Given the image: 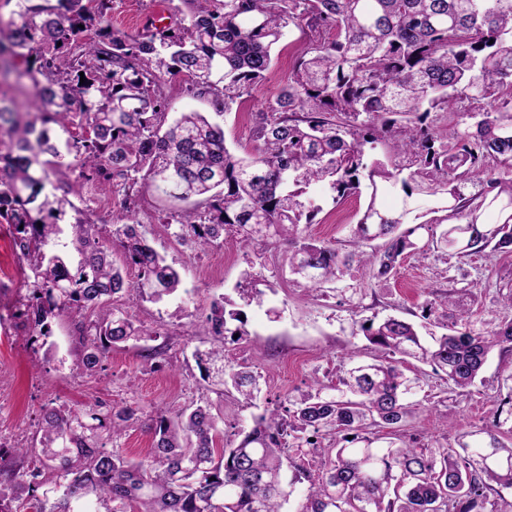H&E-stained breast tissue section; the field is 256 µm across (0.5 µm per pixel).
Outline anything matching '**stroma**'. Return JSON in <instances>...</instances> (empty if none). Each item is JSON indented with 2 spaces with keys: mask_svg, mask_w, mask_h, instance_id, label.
<instances>
[{
  "mask_svg": "<svg viewBox=\"0 0 512 512\" xmlns=\"http://www.w3.org/2000/svg\"><path fill=\"white\" fill-rule=\"evenodd\" d=\"M179 5L180 0H112L109 22L113 29L135 33L152 26L160 13L170 28L181 19ZM304 41L299 29L289 28L265 80L253 87L240 106L217 116L231 152L252 151L254 115L287 81ZM308 194L320 211L307 226L306 237L333 243L342 254L352 251L349 228L361 218L366 196L338 197L325 181L312 184ZM381 201L391 211L405 212L406 224L417 226L426 252L407 254L383 282L372 279L368 265L352 264L335 289L321 294L298 288L282 272L288 248L285 241L272 239L255 250L231 239L206 251L182 245L162 222L172 201L146 190L138 214L142 230L179 269L184 291L160 303L132 304L119 299V307L151 334L112 348L91 377L82 375L78 367L82 357L79 326L91 321L90 312L61 313L52 322L46 344H30L28 330L16 317L26 293L24 276L13 252L12 229L0 224V443L30 446L44 409L51 406L88 409L101 402L117 408L132 404L148 413L160 408L177 411L209 399V385L193 358L195 349L207 348L210 342L209 337L199 335L198 324L214 299L238 302L234 287L246 271L265 280L267 289L262 303L246 309L248 334L235 344V361L258 368L266 383L256 405L245 403L234 392L220 401L219 429L228 440L249 429L254 416L285 409L288 398L336 380L348 354L366 361L383 358V350L362 338L360 320L397 316L418 323L426 300L440 294L457 298L466 288L474 293L469 307L475 326H488L512 313L502 300L512 287V252L488 249L461 256L431 247L432 238L442 230L432 221L437 199L417 193L405 196L400 185L390 182ZM214 260L223 261L222 274L205 276L204 267ZM408 366L422 372L423 393L437 403L435 411L419 409L405 428L406 436L425 444L450 447L464 432L492 427L498 400L512 390L507 380L512 374V353L493 352L483 384L471 391L454 387L429 365L412 360Z\"/></svg>",
  "mask_w": 512,
  "mask_h": 512,
  "instance_id": "1",
  "label": "stroma"
}]
</instances>
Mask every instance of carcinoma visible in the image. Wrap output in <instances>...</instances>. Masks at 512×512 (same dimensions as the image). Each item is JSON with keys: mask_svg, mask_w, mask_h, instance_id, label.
Wrapping results in <instances>:
<instances>
[{"mask_svg": "<svg viewBox=\"0 0 512 512\" xmlns=\"http://www.w3.org/2000/svg\"><path fill=\"white\" fill-rule=\"evenodd\" d=\"M183 0L188 8L171 31L124 33L104 23L112 0H16L17 18L0 22V52L25 62L35 114L22 123L0 96V219L13 228V247L25 264L21 315L32 340L52 335L64 310L96 311L81 328L80 370L97 373L112 346L150 335L107 301L160 302L179 292L182 278L140 230L136 208L151 187L191 208L164 218L176 239L204 250L232 234L247 247L272 237L293 246L288 273L299 287L322 291L340 280L353 259L385 280L416 249L417 224L401 229L404 215L376 206V178L402 169L393 156L366 169V149L395 134L394 156L406 159L413 192L444 197L461 223L436 239L460 255L512 248V223L484 224L497 198H462L458 183L512 168V0ZM309 32L295 66L253 127L256 152L238 156L223 129L200 112H168L164 75L181 77L184 91L209 97L223 113L250 93L275 62L288 28ZM452 112L443 141L427 120ZM471 122H466V119ZM68 134L59 142L54 126ZM368 171L369 201L352 228L356 245L377 239L382 248L341 256L307 241L304 226L320 207L307 187L330 180L338 196L360 192ZM78 172L87 184L123 194L112 220L79 217L70 225L80 255L50 249L72 206L63 189ZM111 224L122 252L117 266L100 244L98 224ZM138 271L130 281L123 269ZM244 305L260 301L257 280L237 285ZM448 299L425 302L423 319L443 330L426 340L399 317L363 321L367 341L386 357L372 362L349 355L336 385L288 398L286 414L266 412L238 442L223 441L213 406L150 416L151 459L133 461L102 435L118 438L137 416L126 406L104 414L65 405L44 411L43 465L22 463L0 488V512H283L293 491L285 481L287 450L320 449L317 477L295 512H487L490 497L504 502L512 489V426L480 428L453 448L400 435L413 416L410 400L425 380L406 373L415 359L455 387L475 386L495 349L512 352V317L489 330L470 322L448 328ZM242 309L212 302L197 335L219 345L194 356L213 392L230 387L248 404L262 393V373L224 355L225 336H246ZM236 323L235 328L228 327Z\"/></svg>", "mask_w": 512, "mask_h": 512, "instance_id": "cac0c4a2", "label": "carcinoma"}]
</instances>
